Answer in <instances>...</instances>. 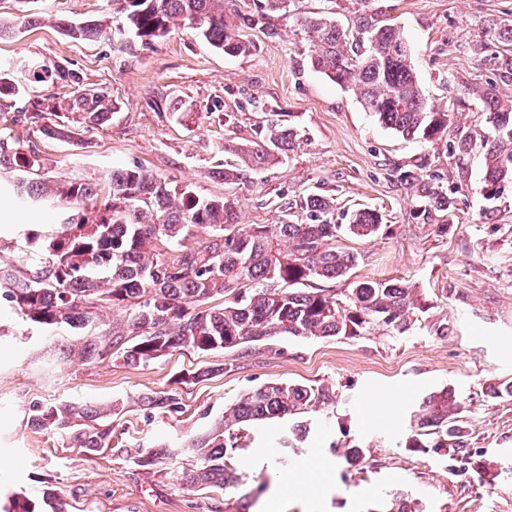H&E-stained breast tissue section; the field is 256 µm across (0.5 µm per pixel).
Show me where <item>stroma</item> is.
<instances>
[{
  "label": "stroma",
  "mask_w": 512,
  "mask_h": 512,
  "mask_svg": "<svg viewBox=\"0 0 512 512\" xmlns=\"http://www.w3.org/2000/svg\"><path fill=\"white\" fill-rule=\"evenodd\" d=\"M111 12V0H0V22L18 29L0 41V71L61 66L117 106L109 124L79 127L78 144L35 140L46 160L42 177L96 178L115 166L142 165L198 195L220 196L224 184L211 173L230 160L225 140L250 136L272 113H286L293 151L234 189L243 223L306 222L301 205L311 194L335 198L338 224L353 210L378 211V234L337 241L358 255L351 280L413 285L426 307L402 336L377 327L358 336L275 338L244 351L177 352L144 368L109 358L90 366L64 361L79 331L1 311L0 508L52 492L67 512H216L223 493L187 491L167 476L190 466L191 453L167 471L136 475L111 451L90 455L56 430L29 428V406L116 404L114 440L147 447L205 431L247 391L282 381L326 389L336 401L306 413L312 430L285 453V468L271 440L287 422L243 431L232 463L248 479L269 480L259 512L271 505L277 512H389L396 503L419 512H512V400L489 395L490 384L512 381V184L487 204L479 155L460 160L382 126L352 90L310 68L294 19L279 20L275 39L250 31L254 48L241 56L224 54L184 25L148 43L116 30L75 41L55 26L63 16L79 21ZM369 12L401 29L425 98L454 115L449 139L484 134L487 94L512 100V45L493 36L512 27V0H370ZM35 13L40 25L25 26ZM166 95L185 100L186 114L151 108ZM228 113L235 116L230 125ZM408 168L456 185L452 212H424L399 177ZM54 218L50 209L0 196V260L25 263L19 228ZM219 363L223 371L212 372ZM206 368L208 378L183 387L180 415L141 405L145 394L170 389L176 373ZM446 387L465 403L473 460L466 468L456 449L405 446L414 405ZM354 446L364 447L365 457L351 465L345 453Z\"/></svg>",
  "instance_id": "stroma-1"
}]
</instances>
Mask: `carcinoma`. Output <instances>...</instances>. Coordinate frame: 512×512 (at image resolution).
<instances>
[{"label": "carcinoma", "instance_id": "obj_1", "mask_svg": "<svg viewBox=\"0 0 512 512\" xmlns=\"http://www.w3.org/2000/svg\"><path fill=\"white\" fill-rule=\"evenodd\" d=\"M240 0H112L118 25L141 39L165 36L176 22L198 31L213 47L231 56L250 52L245 34L259 29L269 38L278 35L277 20L294 14L295 0H257L255 10L244 11ZM297 25L310 44L308 63L340 86L352 88L379 123L403 136L431 144H448L450 113L423 97L401 31L382 24L363 8L356 10L350 37L336 25L331 12L297 15ZM76 40H96L105 32L98 19L60 23ZM24 79L0 77V99L26 92L28 82L56 77L78 83L71 72L40 65L20 69ZM114 103L96 89L72 91L57 105L41 101L21 113L26 136L75 141L70 116L82 124L104 125ZM488 131L480 141L460 138L450 151L463 158L478 151L485 173L479 187L486 200L498 198L512 183V106L489 102ZM296 134L274 119L247 142L224 141V151L236 154L239 166L219 168L214 178L232 187L247 181L251 172L282 162L293 150ZM45 158L20 137L0 134V167L38 172ZM401 180L420 191L437 211L448 212L455 189L438 187L413 169ZM18 196L57 205L62 219L32 226L25 232L33 250L26 264L0 265V308L9 307L34 323L67 326L90 333L75 350L85 363L114 355L132 367L148 366L176 352L240 349L273 337L356 336L373 326L405 334L411 319L423 311L416 289L395 280L353 281L343 297L319 283L350 279L357 254L336 246L346 230L365 239L379 231L382 216L359 209L349 223H331L335 199L309 195L303 209L310 222L293 224L282 217L273 224L239 225L237 197L198 196L142 166L115 167L102 182L46 181L21 178ZM209 237L192 245L194 230ZM222 303L210 305V302ZM118 313L112 330L96 332L99 311ZM178 389L153 392L142 405L163 414L182 412ZM331 396L304 384L271 382L240 397L214 426L195 434L183 445L159 441L151 448H125L112 443V416L116 406H76L59 402L34 404L28 424L54 429L87 452L104 448L140 470H155L189 450L192 468L175 479L186 489L243 486L237 470L224 462L228 450L239 447L237 431L254 421L293 418L324 405ZM465 405L452 389L427 394L414 411L408 447L464 448L460 425ZM262 481L249 491L224 499V512H251L265 487ZM4 512H64L56 495L43 502L23 497L10 501Z\"/></svg>", "mask_w": 512, "mask_h": 512}]
</instances>
